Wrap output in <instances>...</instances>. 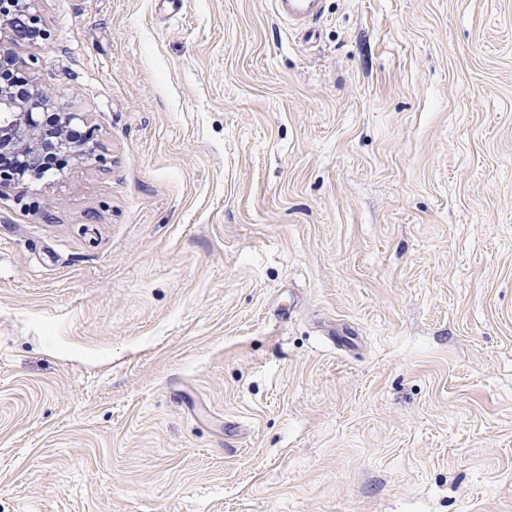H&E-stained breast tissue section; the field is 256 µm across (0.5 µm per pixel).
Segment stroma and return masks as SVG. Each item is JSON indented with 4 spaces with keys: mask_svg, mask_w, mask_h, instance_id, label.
<instances>
[{
    "mask_svg": "<svg viewBox=\"0 0 512 512\" xmlns=\"http://www.w3.org/2000/svg\"><path fill=\"white\" fill-rule=\"evenodd\" d=\"M37 10L0 512H512V0ZM325 0H272L273 11L294 29L306 30L324 16ZM61 123L59 129L53 134L52 142L63 159L67 157L75 160H96L103 161L99 146L92 139L73 141L68 138L66 130L73 123L84 122L85 116L81 112L59 113Z\"/></svg>",
    "mask_w": 512,
    "mask_h": 512,
    "instance_id": "stroma-1",
    "label": "stroma"
}]
</instances>
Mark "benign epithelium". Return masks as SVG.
<instances>
[{"mask_svg": "<svg viewBox=\"0 0 512 512\" xmlns=\"http://www.w3.org/2000/svg\"><path fill=\"white\" fill-rule=\"evenodd\" d=\"M36 0H0V31L20 37L24 28H35L41 21L35 7ZM55 106L52 97L34 85L26 92H18L0 83V150L20 152L27 166V174L41 179L47 168L41 163L45 134L39 121L40 112ZM61 123L53 134L52 142L62 157L76 160L101 161L99 146L92 139L73 141L66 130L73 123L82 122L81 112L59 113Z\"/></svg>", "mask_w": 512, "mask_h": 512, "instance_id": "obj_1", "label": "benign epithelium"}]
</instances>
